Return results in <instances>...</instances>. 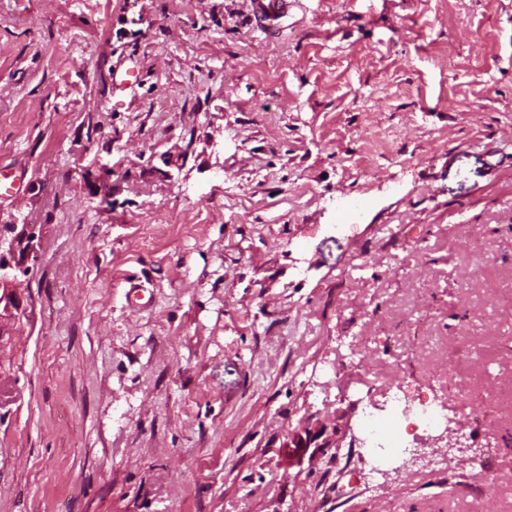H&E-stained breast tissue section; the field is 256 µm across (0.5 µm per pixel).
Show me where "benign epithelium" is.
<instances>
[{
  "instance_id": "1",
  "label": "benign epithelium",
  "mask_w": 512,
  "mask_h": 512,
  "mask_svg": "<svg viewBox=\"0 0 512 512\" xmlns=\"http://www.w3.org/2000/svg\"><path fill=\"white\" fill-rule=\"evenodd\" d=\"M39 228L36 224H7L0 226V407L9 408L16 403L17 394L12 386L14 357L8 348L12 345L15 325L30 318L32 299L19 291V277H28L37 264ZM327 426L309 422L288 433L286 447L298 452L315 446L321 450L337 446L326 436Z\"/></svg>"
}]
</instances>
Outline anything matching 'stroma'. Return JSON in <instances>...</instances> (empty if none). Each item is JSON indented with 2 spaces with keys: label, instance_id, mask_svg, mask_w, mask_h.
<instances>
[{
  "label": "stroma",
  "instance_id": "1",
  "mask_svg": "<svg viewBox=\"0 0 512 512\" xmlns=\"http://www.w3.org/2000/svg\"><path fill=\"white\" fill-rule=\"evenodd\" d=\"M0 173L39 227L0 512H469L512 473L490 404L473 466L363 442L380 368L512 371V0H0ZM311 417L340 448L289 454ZM500 485L497 478L488 475L483 478L480 486V494L475 499L476 512H498L496 503Z\"/></svg>",
  "mask_w": 512,
  "mask_h": 512
}]
</instances>
